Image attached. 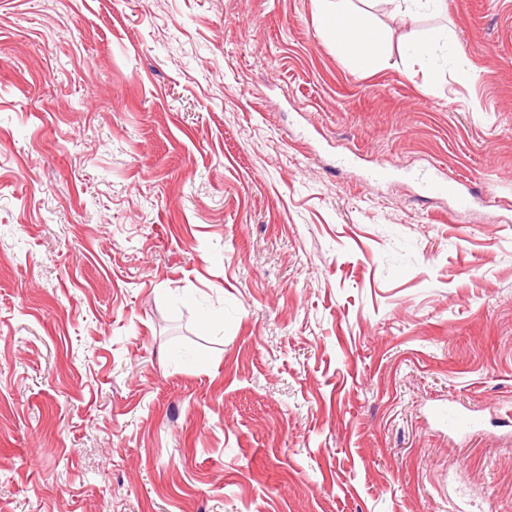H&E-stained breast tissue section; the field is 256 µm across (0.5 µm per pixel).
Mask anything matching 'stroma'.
Returning a JSON list of instances; mask_svg holds the SVG:
<instances>
[{
    "label": "stroma",
    "instance_id": "35a3bbf8",
    "mask_svg": "<svg viewBox=\"0 0 512 512\" xmlns=\"http://www.w3.org/2000/svg\"><path fill=\"white\" fill-rule=\"evenodd\" d=\"M353 8L0 0V512H512V0ZM328 1L327 9L336 19V43L349 47L352 51L364 49L367 37L375 35L373 21L368 13L354 14L349 6L351 0ZM427 193L437 199H448L455 202L459 209L469 207V197L461 188V184L452 178L427 177L424 181Z\"/></svg>",
    "mask_w": 512,
    "mask_h": 512
}]
</instances>
